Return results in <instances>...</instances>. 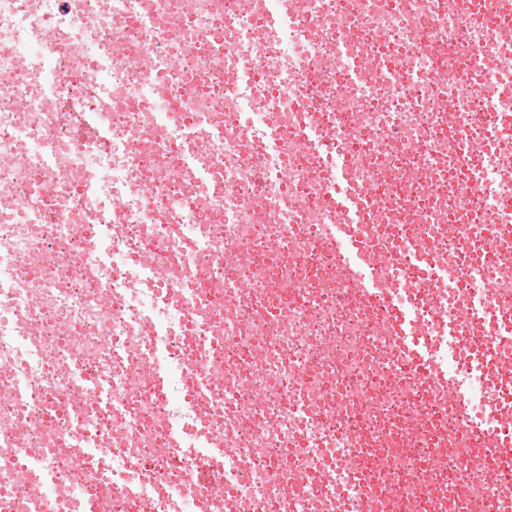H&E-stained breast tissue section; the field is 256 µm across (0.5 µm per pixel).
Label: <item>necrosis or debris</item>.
I'll list each match as a JSON object with an SVG mask.
<instances>
[{
  "instance_id": "4bbe7bcc",
  "label": "necrosis or debris",
  "mask_w": 512,
  "mask_h": 512,
  "mask_svg": "<svg viewBox=\"0 0 512 512\" xmlns=\"http://www.w3.org/2000/svg\"><path fill=\"white\" fill-rule=\"evenodd\" d=\"M496 40L471 0H0V512H81L87 495L104 512L133 500L138 512H358L355 495L314 481L320 453L289 437L307 430L343 451L352 432L427 410L448 420L436 437L446 512H512V484L475 485L482 462L462 440L466 414L490 412L481 379L461 411L447 393L372 375L391 356L378 339L385 315L345 297L349 274L324 243L322 160L296 135L320 124L329 154L349 158L385 287L404 290L391 242L407 233L442 243L436 288L469 280L485 225L512 224L501 206L512 200V128L485 125L481 111L512 71L486 64L466 110L449 106L471 48ZM368 51L372 68L351 83L324 63ZM158 53L181 62L171 88L187 92L182 112L160 111L140 66ZM388 68L429 77L427 104L384 81ZM238 71L248 92L226 81ZM88 113L111 140L78 133ZM448 121L460 137L440 133ZM271 126L273 150L258 139ZM472 159L485 168L479 188L464 174ZM272 204L285 222L271 220ZM145 238L175 257L182 290L162 294L148 276L135 250ZM238 245L250 256L230 276L186 292ZM195 324L218 349L187 365L173 348ZM162 352L177 369L163 400L150 376L123 385L122 371ZM80 367L111 376V410L85 395ZM175 426L228 454L236 478L223 497L169 453ZM422 445L409 427L359 460L378 512H390L397 482L429 512ZM19 470L32 485L54 471L51 492L22 504ZM291 483L303 501H289Z\"/></svg>"
}]
</instances>
